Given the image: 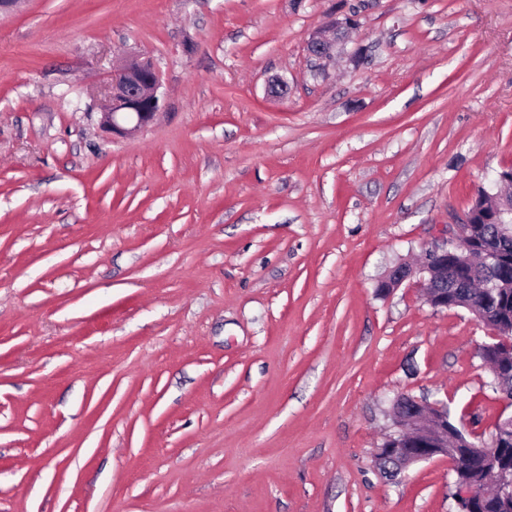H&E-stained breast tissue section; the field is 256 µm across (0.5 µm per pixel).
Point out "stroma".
I'll list each match as a JSON object with an SVG mask.
<instances>
[{
  "label": "stroma",
  "instance_id": "1",
  "mask_svg": "<svg viewBox=\"0 0 512 512\" xmlns=\"http://www.w3.org/2000/svg\"><path fill=\"white\" fill-rule=\"evenodd\" d=\"M348 23L312 69L311 34ZM164 109L101 126L112 64ZM287 85L272 93V81ZM512 166V0H23L0 18V512H457L403 392L490 433L419 262Z\"/></svg>",
  "mask_w": 512,
  "mask_h": 512
}]
</instances>
